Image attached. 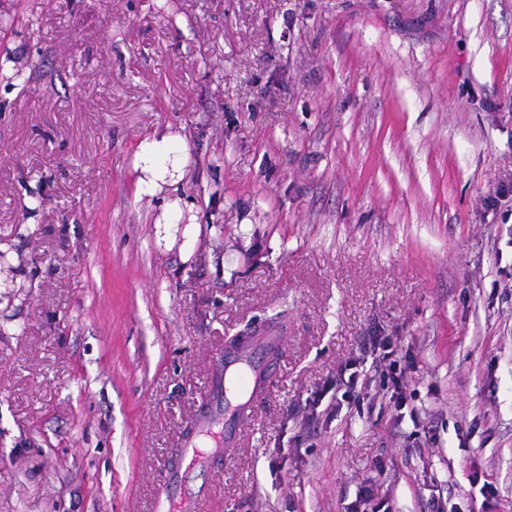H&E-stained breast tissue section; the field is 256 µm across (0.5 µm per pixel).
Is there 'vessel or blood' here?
<instances>
[{
    "label": "vessel or blood",
    "mask_w": 512,
    "mask_h": 512,
    "mask_svg": "<svg viewBox=\"0 0 512 512\" xmlns=\"http://www.w3.org/2000/svg\"><path fill=\"white\" fill-rule=\"evenodd\" d=\"M281 347L278 330L261 329L217 360L205 406L181 443L180 457L187 465L168 473L172 495L160 502L158 512H201L206 491L188 488L185 471L214 463L225 448L235 444L254 403L266 393L268 366Z\"/></svg>",
    "instance_id": "1"
}]
</instances>
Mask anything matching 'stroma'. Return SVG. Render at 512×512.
Returning a JSON list of instances; mask_svg holds the SVG:
<instances>
[{
  "mask_svg": "<svg viewBox=\"0 0 512 512\" xmlns=\"http://www.w3.org/2000/svg\"><path fill=\"white\" fill-rule=\"evenodd\" d=\"M508 182L512 0H0V512H156L273 326L204 512H512ZM170 138V136H162L159 140L145 142L141 146V159L144 163L143 170L151 174L146 180H139L138 188L141 192L155 194L160 188L157 180L162 181V178L159 177L157 170L153 166V159L155 156L165 154L168 151L167 143ZM281 333L260 329L238 348L224 353L215 363L214 382L204 409L193 421L181 443L180 458L187 467L167 474L172 497L158 506L159 512H200L205 488L194 491L185 484L189 469L214 463L233 446L240 427L249 419L255 402L266 394L268 366L282 347ZM245 395L246 401H243ZM217 438V443L213 440Z\"/></svg>",
  "mask_w": 512,
  "mask_h": 512,
  "instance_id": "stroma-1",
  "label": "stroma"
}]
</instances>
